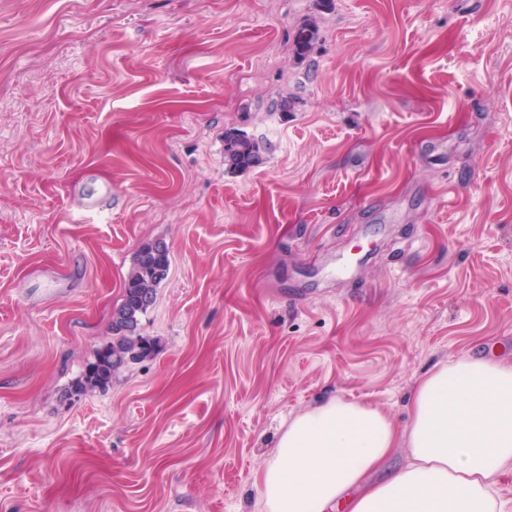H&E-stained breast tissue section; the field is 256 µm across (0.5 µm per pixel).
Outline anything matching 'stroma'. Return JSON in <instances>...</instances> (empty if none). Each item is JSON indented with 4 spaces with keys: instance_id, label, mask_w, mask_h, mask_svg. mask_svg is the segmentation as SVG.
<instances>
[{
    "instance_id": "1",
    "label": "stroma",
    "mask_w": 512,
    "mask_h": 512,
    "mask_svg": "<svg viewBox=\"0 0 512 512\" xmlns=\"http://www.w3.org/2000/svg\"><path fill=\"white\" fill-rule=\"evenodd\" d=\"M155 240L152 353L74 394ZM468 356L512 360V0H0V512H264L289 420L405 427ZM258 158L257 143L235 128L224 131V162L231 172L245 171Z\"/></svg>"
}]
</instances>
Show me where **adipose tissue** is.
Here are the masks:
<instances>
[{
	"instance_id": "ef3b65f1",
	"label": "adipose tissue",
	"mask_w": 512,
	"mask_h": 512,
	"mask_svg": "<svg viewBox=\"0 0 512 512\" xmlns=\"http://www.w3.org/2000/svg\"><path fill=\"white\" fill-rule=\"evenodd\" d=\"M409 461L368 481L398 446ZM512 468V362L470 357L416 384L397 428L340 397L293 418L261 469L265 512H503L495 480Z\"/></svg>"
}]
</instances>
